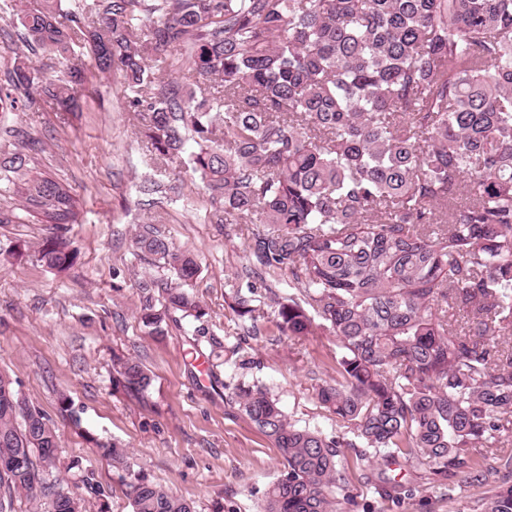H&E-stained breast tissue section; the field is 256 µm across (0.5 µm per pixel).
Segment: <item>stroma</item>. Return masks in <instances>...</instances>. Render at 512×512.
<instances>
[{
    "instance_id": "obj_1",
    "label": "stroma",
    "mask_w": 512,
    "mask_h": 512,
    "mask_svg": "<svg viewBox=\"0 0 512 512\" xmlns=\"http://www.w3.org/2000/svg\"><path fill=\"white\" fill-rule=\"evenodd\" d=\"M80 95L76 112L56 111L41 98L34 107L0 114V146L29 140L34 167L67 182L82 207L80 223L67 230L79 257L60 273L35 257L52 225L30 218L0 224V370L51 419L59 439L58 460L41 476L72 487L90 476L94 487L82 492L86 512H132L128 485L141 473L192 502L196 512H255L258 497L282 473V459L228 403L224 380L261 383L290 418L334 434L336 418L312 386L314 378L334 376L336 340L285 336L266 321L261 335H249L251 322L232 314L228 291L246 284L241 271L250 225L225 233L202 183L181 162L155 160L119 74H89ZM145 180L164 184L158 202L138 194ZM146 224L195 256L193 292L207 311V335H194L186 321L169 324L162 336L141 325L138 281L173 278L154 256L134 252L132 241ZM232 345L252 358L250 368L228 362ZM117 354L152 372L145 394L114 387ZM66 397L73 411H65ZM103 443L123 449L125 465L103 457ZM391 474L413 489L394 504L351 471L369 512H480L488 494L486 486L464 484L446 496L403 463Z\"/></svg>"
}]
</instances>
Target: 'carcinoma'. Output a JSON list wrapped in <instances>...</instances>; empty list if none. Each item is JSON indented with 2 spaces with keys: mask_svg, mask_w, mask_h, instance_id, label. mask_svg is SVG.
<instances>
[{
  "mask_svg": "<svg viewBox=\"0 0 512 512\" xmlns=\"http://www.w3.org/2000/svg\"><path fill=\"white\" fill-rule=\"evenodd\" d=\"M18 40L67 62L54 82L14 57L0 103L45 93L69 112L87 66L118 72L157 159L184 157L226 225L257 224L249 266L287 336L336 337V380L314 386L336 417L329 436L292 420L267 388L243 382L229 400L277 448L283 473L257 512H360L348 477L378 456L424 468L448 497L459 484H497L481 512H512V0H0ZM86 42L90 63L76 53ZM187 55L213 85L160 81L149 60ZM0 151V186L22 214L56 232L38 247L47 268L72 267L66 237L80 202L63 182ZM135 248L162 260L174 286L138 282L148 333L206 312L191 292L194 257L155 228ZM288 276L296 293L272 283ZM231 310L265 318L232 288ZM116 382L144 394L152 377L117 356ZM57 434L0 371V489L42 495L52 512H84L63 483L46 484L34 457L56 461ZM354 451L349 460L346 449ZM385 501L408 493L362 473ZM132 512H195L140 474Z\"/></svg>",
  "mask_w": 512,
  "mask_h": 512,
  "instance_id": "carcinoma-1",
  "label": "carcinoma"
}]
</instances>
